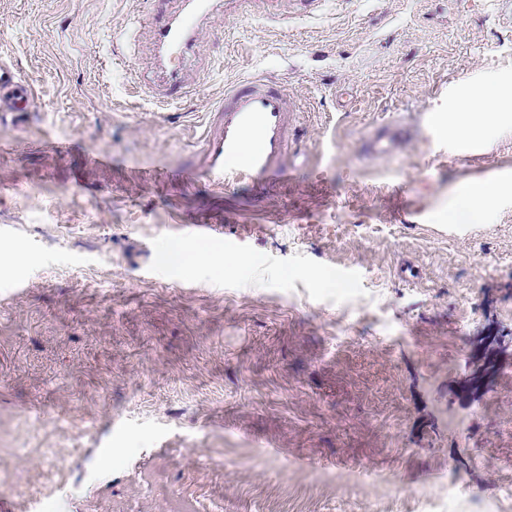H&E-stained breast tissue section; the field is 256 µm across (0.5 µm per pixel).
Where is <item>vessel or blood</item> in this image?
I'll return each mask as SVG.
<instances>
[{
    "instance_id": "b4317fda",
    "label": "vessel or blood",
    "mask_w": 512,
    "mask_h": 512,
    "mask_svg": "<svg viewBox=\"0 0 512 512\" xmlns=\"http://www.w3.org/2000/svg\"><path fill=\"white\" fill-rule=\"evenodd\" d=\"M211 5L212 0H182L180 10L153 22L154 62L161 75L150 88L156 102L169 104L189 92L181 61ZM32 98L29 83L1 65L0 112L21 114ZM299 131V113L284 84L263 76L243 79L225 89L223 99L206 112L197 160L178 168V181L187 191L204 182L228 205L236 204L237 188H246L249 211L261 212L295 169ZM249 136L254 145L248 149L244 142Z\"/></svg>"
}]
</instances>
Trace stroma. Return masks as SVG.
Returning a JSON list of instances; mask_svg holds the SVG:
<instances>
[{"label": "stroma", "instance_id": "stroma-1", "mask_svg": "<svg viewBox=\"0 0 512 512\" xmlns=\"http://www.w3.org/2000/svg\"><path fill=\"white\" fill-rule=\"evenodd\" d=\"M150 12L0 0V63L37 95L0 121V512H512V192L439 219L464 181H512V137L429 121L512 79V0H231L165 108ZM259 75L307 149L250 219L166 174ZM202 246L238 266L166 257Z\"/></svg>", "mask_w": 512, "mask_h": 512}]
</instances>
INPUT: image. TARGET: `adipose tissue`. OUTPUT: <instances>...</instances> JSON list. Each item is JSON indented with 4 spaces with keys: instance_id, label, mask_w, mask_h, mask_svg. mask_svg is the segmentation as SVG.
I'll list each match as a JSON object with an SVG mask.
<instances>
[{
    "instance_id": "ef3b65f1",
    "label": "adipose tissue",
    "mask_w": 512,
    "mask_h": 512,
    "mask_svg": "<svg viewBox=\"0 0 512 512\" xmlns=\"http://www.w3.org/2000/svg\"><path fill=\"white\" fill-rule=\"evenodd\" d=\"M433 121L449 138L460 143L512 135V81L495 77L473 86L459 95L448 111L434 113ZM505 189V184L496 181H466L442 212L441 219L453 224L463 212L477 217L490 213Z\"/></svg>"
}]
</instances>
